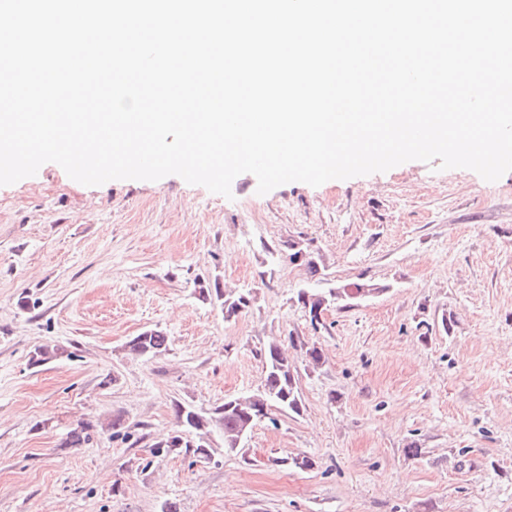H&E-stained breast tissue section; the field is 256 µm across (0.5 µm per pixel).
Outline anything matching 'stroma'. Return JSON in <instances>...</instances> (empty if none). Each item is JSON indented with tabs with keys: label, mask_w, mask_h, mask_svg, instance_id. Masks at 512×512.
<instances>
[{
	"label": "stroma",
	"mask_w": 512,
	"mask_h": 512,
	"mask_svg": "<svg viewBox=\"0 0 512 512\" xmlns=\"http://www.w3.org/2000/svg\"><path fill=\"white\" fill-rule=\"evenodd\" d=\"M256 189L249 173L228 198L176 175L86 186L53 162L0 186V512H512V172L410 161ZM356 281L382 290L316 323L297 301ZM215 282L248 307L202 301ZM150 329L166 352L130 354ZM272 341L300 413L271 410L233 452L214 433L211 463L152 455L177 407L260 389ZM41 345L62 352L31 365ZM303 455L313 468L289 465ZM120 423L118 420H109L106 423L105 422H97L96 424L92 421H86L82 422L79 426L80 429H74L71 432H69L66 436V438L61 442L62 447L70 448L74 446H79L85 443H88L95 433L100 432H111L112 429H115L117 426H119Z\"/></svg>",
	"instance_id": "35a3bbf8"
}]
</instances>
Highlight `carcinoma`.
I'll return each mask as SVG.
<instances>
[{"mask_svg": "<svg viewBox=\"0 0 512 512\" xmlns=\"http://www.w3.org/2000/svg\"><path fill=\"white\" fill-rule=\"evenodd\" d=\"M382 291V288L369 282L346 284L334 288H302L297 293V301L308 311L324 308L331 304L368 298ZM199 298L203 301H218L224 309V317L232 318L247 306V301L240 295L228 294L220 288L219 282L213 286L199 288ZM167 336L157 330H147L133 337L128 342L131 352L140 356L156 357L167 351ZM264 383L260 390L240 396L243 407L232 406V402L214 408L204 415L190 407H177L176 416L183 431L193 435V440L184 439L180 434H171L153 445L152 454L161 456L174 452H183L196 458L211 461L214 448L209 443L211 432L218 430L224 435V449L233 450L238 438L252 430L254 425L267 417L268 411L276 407L283 412L298 414L302 410V400L297 383L295 361L286 356L274 342L265 346ZM119 426V421L93 423L86 421L80 428L69 432L61 442V447L70 448L89 442L97 432H110Z\"/></svg>", "mask_w": 512, "mask_h": 512, "instance_id": "1", "label": "carcinoma"}]
</instances>
